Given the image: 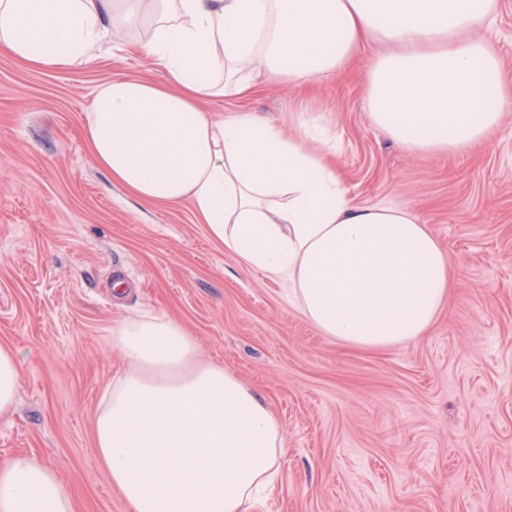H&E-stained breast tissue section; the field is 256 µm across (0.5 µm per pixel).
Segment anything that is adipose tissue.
Listing matches in <instances>:
<instances>
[{
  "instance_id": "adipose-tissue-1",
  "label": "adipose tissue",
  "mask_w": 512,
  "mask_h": 512,
  "mask_svg": "<svg viewBox=\"0 0 512 512\" xmlns=\"http://www.w3.org/2000/svg\"><path fill=\"white\" fill-rule=\"evenodd\" d=\"M497 0H0V54L83 64L114 33L149 31L167 86L117 79L83 130L93 162L148 205L189 202L248 269L286 279L322 334L379 350L423 336L451 287L427 225L356 204L308 126L286 134L251 111L216 121L208 99L247 97L256 76L303 85L364 49L372 123L404 149L462 154L505 107ZM128 367L106 389L94 445L130 512H259L278 490L285 431L264 393L200 359L175 320L124 319ZM0 512H74L61 478L28 455L0 461Z\"/></svg>"
}]
</instances>
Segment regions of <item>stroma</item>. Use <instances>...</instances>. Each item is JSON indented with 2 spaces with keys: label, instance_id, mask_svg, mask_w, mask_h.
<instances>
[{
  "label": "stroma",
  "instance_id": "1",
  "mask_svg": "<svg viewBox=\"0 0 512 512\" xmlns=\"http://www.w3.org/2000/svg\"><path fill=\"white\" fill-rule=\"evenodd\" d=\"M136 40L82 66L0 55V345L23 376L0 416V461L36 456L76 512H129L93 425L126 368L113 328L156 311L260 388L281 420L282 491L263 512H512V0H498L494 34L507 104L467 153L385 138L360 68L200 104L216 119L255 111L287 132L316 118L351 198L411 212L449 253L448 306L425 336L382 350L322 336L287 280L243 268L190 204H144L93 163L83 117L95 94L119 78L167 81Z\"/></svg>",
  "mask_w": 512,
  "mask_h": 512
}]
</instances>
